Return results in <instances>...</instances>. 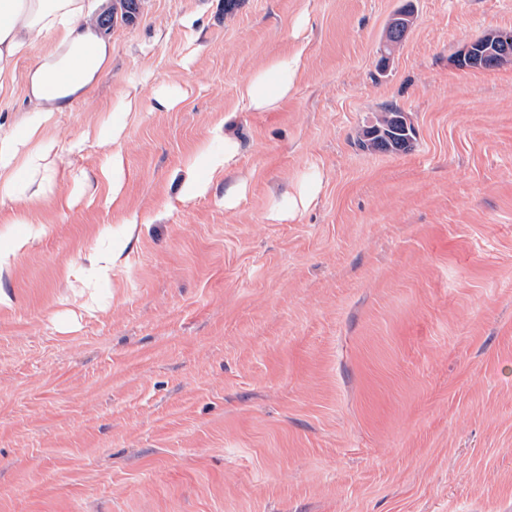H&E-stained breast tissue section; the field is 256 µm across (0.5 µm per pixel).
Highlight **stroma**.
Segmentation results:
<instances>
[{"label": "stroma", "instance_id": "1", "mask_svg": "<svg viewBox=\"0 0 512 512\" xmlns=\"http://www.w3.org/2000/svg\"><path fill=\"white\" fill-rule=\"evenodd\" d=\"M501 29L512 0H141L116 22L92 96L45 127L42 207L0 201V250L25 242L0 267V512H512V61L455 64ZM284 54L294 93L245 108ZM133 84L140 223L104 276L124 227L95 135ZM388 106L413 147L357 150ZM207 140L231 166L181 200ZM300 72L298 55L279 56L273 59L265 71L246 78L237 88L240 102L255 112H267L288 98L296 88ZM275 82H271V76Z\"/></svg>", "mask_w": 512, "mask_h": 512}]
</instances>
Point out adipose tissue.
Segmentation results:
<instances>
[{"instance_id":"obj_1","label":"adipose tissue","mask_w":512,"mask_h":512,"mask_svg":"<svg viewBox=\"0 0 512 512\" xmlns=\"http://www.w3.org/2000/svg\"><path fill=\"white\" fill-rule=\"evenodd\" d=\"M105 0H0V98L21 96L26 111L49 119L87 99L100 74L112 62V41L96 24ZM47 50H39L41 40ZM34 55L25 72L18 74V59ZM299 56L273 59L267 70L246 78L237 88L240 102L255 112H267L288 98L296 88ZM52 140L28 131L22 141L0 140V200L25 197L28 187L16 179L15 169L37 171L51 166ZM231 154L199 144L184 160L181 195L192 199L210 189L197 171L226 169Z\"/></svg>"}]
</instances>
